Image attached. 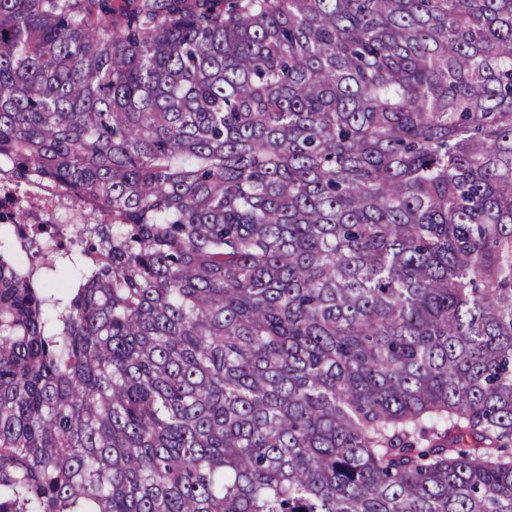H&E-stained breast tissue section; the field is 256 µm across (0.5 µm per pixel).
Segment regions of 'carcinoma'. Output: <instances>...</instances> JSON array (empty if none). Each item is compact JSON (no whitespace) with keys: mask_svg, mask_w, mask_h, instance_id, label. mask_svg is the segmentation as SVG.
<instances>
[{"mask_svg":"<svg viewBox=\"0 0 512 512\" xmlns=\"http://www.w3.org/2000/svg\"><path fill=\"white\" fill-rule=\"evenodd\" d=\"M31 179L0 512H512V0H0ZM7 195H13L26 201V210L29 213V221L27 231L29 233L39 234V224L49 223L48 229L51 227L52 233L58 237L70 236L75 232L74 209L70 204L61 201L58 203L55 199L46 198V195L41 191L40 186L36 183H31L29 188L15 187L6 190L2 189L1 198H6ZM6 196V197H5ZM50 240L39 236L37 240V249L50 250Z\"/></svg>","mask_w":512,"mask_h":512,"instance_id":"obj_1","label":"carcinoma"}]
</instances>
